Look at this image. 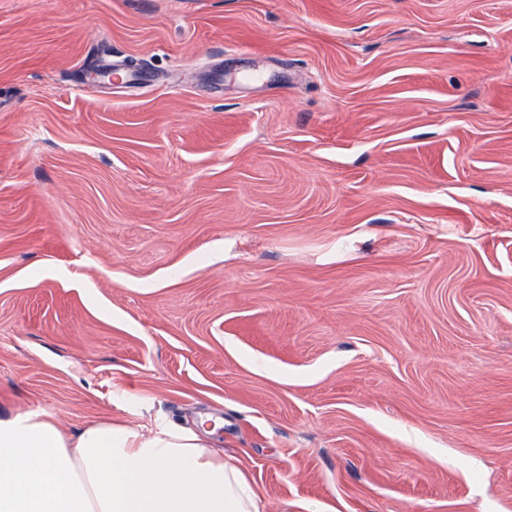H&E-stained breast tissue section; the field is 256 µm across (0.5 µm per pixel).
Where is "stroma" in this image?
Returning a JSON list of instances; mask_svg holds the SVG:
<instances>
[{
  "mask_svg": "<svg viewBox=\"0 0 512 512\" xmlns=\"http://www.w3.org/2000/svg\"><path fill=\"white\" fill-rule=\"evenodd\" d=\"M25 412L221 419L266 512H512V0H0Z\"/></svg>",
  "mask_w": 512,
  "mask_h": 512,
  "instance_id": "35a3bbf8",
  "label": "stroma"
}]
</instances>
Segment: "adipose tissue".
Instances as JSON below:
<instances>
[{"instance_id":"ef3b65f1","label":"adipose tissue","mask_w":512,"mask_h":512,"mask_svg":"<svg viewBox=\"0 0 512 512\" xmlns=\"http://www.w3.org/2000/svg\"><path fill=\"white\" fill-rule=\"evenodd\" d=\"M0 512H265L235 458L193 428L110 420L76 433L41 413L0 417Z\"/></svg>"}]
</instances>
